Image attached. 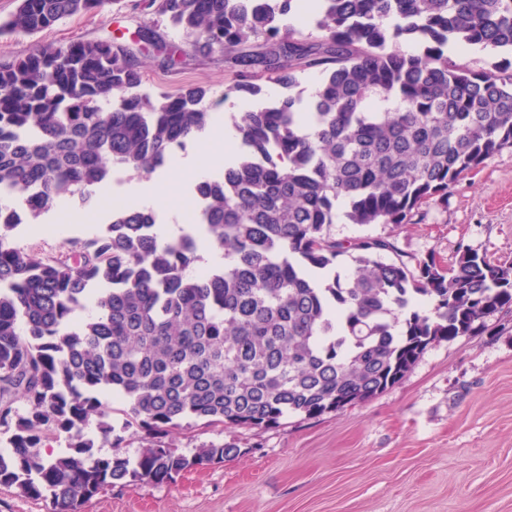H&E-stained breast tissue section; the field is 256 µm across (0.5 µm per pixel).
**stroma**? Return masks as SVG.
Segmentation results:
<instances>
[{"label":"stroma","instance_id":"1","mask_svg":"<svg viewBox=\"0 0 512 512\" xmlns=\"http://www.w3.org/2000/svg\"><path fill=\"white\" fill-rule=\"evenodd\" d=\"M152 20L179 51L165 66L141 56L143 87L174 94L187 86L209 91L213 112L230 116L284 95L263 82L258 97L225 98L231 83L221 55L196 56L143 0H112L102 11L63 19L35 34H0V62L39 47L74 40H111ZM339 238L393 235L408 256L456 260L459 245L490 260L512 263V148L492 156L399 228L349 223L336 207ZM96 209L86 224L44 230L24 224L11 242L56 251L66 237L86 239L109 221ZM479 336L430 345L393 387L336 413L284 418L269 429H169L165 440L183 453L209 442H234L241 455L191 471L168 484L116 486L82 512H512V313L491 315Z\"/></svg>","mask_w":512,"mask_h":512}]
</instances>
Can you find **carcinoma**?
I'll return each instance as SVG.
<instances>
[{
  "instance_id": "carcinoma-1",
  "label": "carcinoma",
  "mask_w": 512,
  "mask_h": 512,
  "mask_svg": "<svg viewBox=\"0 0 512 512\" xmlns=\"http://www.w3.org/2000/svg\"><path fill=\"white\" fill-rule=\"evenodd\" d=\"M109 0H20L0 32L37 33ZM296 0H151L194 54L234 79L224 97H256L254 78L291 90L319 68L311 99L288 94L232 116L239 152L195 185L199 228L224 267L198 269L197 237L160 246L151 211L112 203L98 235L45 254L14 246L22 218L67 197L90 202L114 171L148 177L211 122L207 89L142 90L141 64L110 41L45 46L0 63V487L81 512L102 491L167 484L241 453L190 455L157 440L135 459L99 395L126 405L125 428L159 435L185 420L271 428L317 417L402 380L428 346L512 311V264L468 247L445 267L404 259L392 236L338 239L352 224L401 227L512 147V65L473 71L448 43L512 53V0H307L313 32L285 24ZM138 41L173 53L143 23ZM419 50L404 49L408 40ZM348 257L351 272H336ZM113 453L97 456L91 419ZM65 434L71 452L34 451Z\"/></svg>"
}]
</instances>
